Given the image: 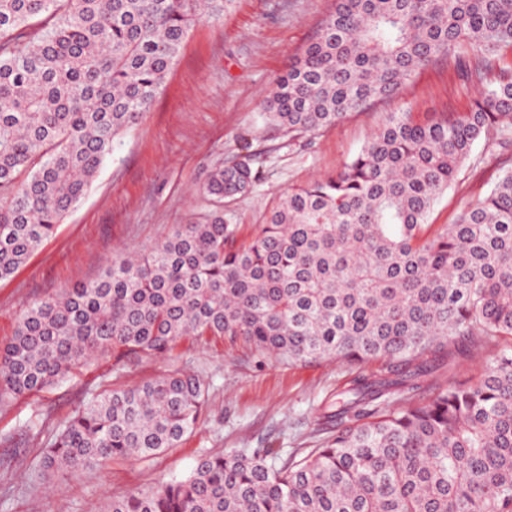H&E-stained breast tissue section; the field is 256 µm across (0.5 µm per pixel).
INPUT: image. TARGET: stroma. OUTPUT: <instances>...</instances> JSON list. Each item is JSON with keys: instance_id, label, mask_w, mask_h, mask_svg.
Here are the masks:
<instances>
[{"instance_id": "35a3bbf8", "label": "stroma", "mask_w": 512, "mask_h": 512, "mask_svg": "<svg viewBox=\"0 0 512 512\" xmlns=\"http://www.w3.org/2000/svg\"><path fill=\"white\" fill-rule=\"evenodd\" d=\"M336 0H236L217 21L191 28L153 106L121 135L84 198L29 260L0 280V344L38 300L97 279L126 251L147 252L177 225L204 217L202 190L217 167L249 159L260 179L226 198L224 216L240 238L255 234L288 190L336 173L390 112L417 120L467 111L478 84L447 61L419 70L394 98L317 132L271 123L262 101L273 80L318 35ZM512 170V143L479 139L429 221H456ZM491 348L440 365L420 391L432 398L449 384L478 380ZM181 370L209 387L196 430L148 461L104 462L76 476L41 477L39 461L59 423L88 397ZM377 366L336 361L291 364L239 341H187L173 354L115 362L100 358L37 395L0 406V512H101L106 499L186 477L203 455L280 449L305 457L332 426L336 396Z\"/></svg>"}]
</instances>
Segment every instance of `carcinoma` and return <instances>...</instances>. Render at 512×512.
Masks as SVG:
<instances>
[{
    "label": "carcinoma",
    "mask_w": 512,
    "mask_h": 512,
    "mask_svg": "<svg viewBox=\"0 0 512 512\" xmlns=\"http://www.w3.org/2000/svg\"><path fill=\"white\" fill-rule=\"evenodd\" d=\"M234 0H0V279L84 197L114 141L152 107L190 27ZM512 0H336L263 100L290 132L328 128L440 57L498 70L471 108L417 123L389 112L336 173L288 191L237 243L224 198L242 161L204 185L218 206L140 257L42 299L0 345V406L112 356L241 340L293 364L378 362L336 401V431L301 460L278 448L205 455L190 474L105 512H512V171L456 223L428 218L478 139L512 137ZM500 349L481 379L413 401L426 353ZM205 384L173 371L92 393L61 422L45 476L151 460L198 426Z\"/></svg>",
    "instance_id": "carcinoma-1"
}]
</instances>
